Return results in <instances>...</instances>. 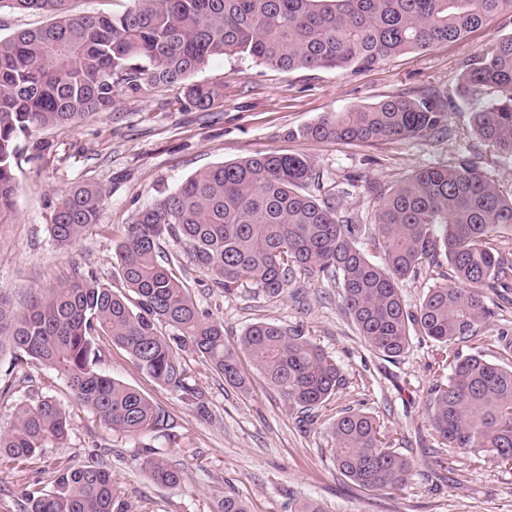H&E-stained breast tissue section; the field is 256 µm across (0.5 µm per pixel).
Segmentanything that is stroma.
<instances>
[{
  "label": "stroma",
  "mask_w": 512,
  "mask_h": 512,
  "mask_svg": "<svg viewBox=\"0 0 512 512\" xmlns=\"http://www.w3.org/2000/svg\"><path fill=\"white\" fill-rule=\"evenodd\" d=\"M511 34L512 15L505 13L460 41L338 74L283 72L248 59L217 57L193 76L224 85V102L210 113L188 106L181 88L159 84L131 97L119 95L111 111L70 130L36 131L18 143L16 217L0 226V289L19 307L30 294L46 293L86 270L123 289L115 250L138 208L199 170L257 153L307 155L323 172L326 188L340 197L343 213L368 227L374 213L368 184L388 188L422 168L466 161L510 191L512 159L491 158L473 133L471 104L457 97L454 78L466 59ZM423 91L450 100L446 134L373 144L287 136L328 112ZM37 142L50 145V162L34 159ZM84 183L96 184L105 195L99 222L76 244L58 248L48 233L55 204ZM163 248L180 261L199 308L223 322L229 341L257 322L302 329L335 358L342 388L308 426L253 366L245 368L249 387L234 388L189 353L185 360L208 401L209 412L202 416L142 374L125 351L104 344L100 370L137 388L174 419L168 435L148 442L185 473L180 486L168 488L145 477V442L106 429L77 404L64 380L46 368H31L33 389L60 401L71 430L64 446L46 448L34 464L0 461V512H20L22 490L47 481L63 458L78 464L93 460L109 469L116 495L132 512H218L228 491L250 512H294L306 501L322 512H512V468L475 462L469 452L437 441L430 426L429 389L435 379L430 343L413 337L401 361H384L342 311L337 285L297 279L276 297L249 284L225 295L211 290L210 276L191 263L183 242L169 239ZM504 332L512 334V304L496 308L478 343L460 344L459 352L476 348L499 362L496 338ZM349 407L378 416L393 448L412 459L402 490L369 492L337 470L328 423Z\"/></svg>",
  "instance_id": "1"
}]
</instances>
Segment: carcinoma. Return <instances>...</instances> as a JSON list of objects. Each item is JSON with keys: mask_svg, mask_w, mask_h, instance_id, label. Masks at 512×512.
<instances>
[{"mask_svg": "<svg viewBox=\"0 0 512 512\" xmlns=\"http://www.w3.org/2000/svg\"><path fill=\"white\" fill-rule=\"evenodd\" d=\"M67 0H0V9L40 11L50 24L0 38V224L15 214L17 141L35 130H67L107 112L117 92L153 84L183 87L189 106L208 112L224 101L221 83L189 79L218 56L250 59L292 71L370 68L392 56L455 42L496 16L512 0H132L122 13L71 16ZM458 96L479 106L473 131L494 155L512 158V35L474 56L455 78ZM450 101L435 92L398 93L369 106L329 112L287 136L308 141L370 144L439 136L448 130ZM324 175L303 154L257 153L188 177L138 209L117 245L127 291L78 274L17 310L0 290V348L13 367L33 364L57 373L73 397L114 433L146 438L172 429L170 415L148 396L98 369L102 337L123 349L157 385L179 393L202 415L205 396L181 351L192 350L233 387L246 384L240 364L253 366L308 421L336 395V361L300 329L258 322L236 342L224 325L199 309L162 243L183 241L193 263L226 295L250 283L281 294L301 274L342 290V305L376 354L394 362L411 334L430 340L446 377L430 389V423L448 448L512 466V338L499 337L505 363L482 352L460 358L458 341L476 335L494 314L490 296L506 303L512 259L492 241L512 236V194L469 163L420 169L390 189L368 186L375 199L372 262L360 246L362 225L341 212ZM104 198L93 185L59 198L48 231L61 248L98 223ZM448 263L456 284L428 289L419 308H406L400 282ZM339 472L368 491H395L411 461L391 448L374 416L346 409L330 423ZM66 410L31 391L0 430V460L17 464L67 441ZM144 473L177 487L183 472L144 445ZM52 490L25 489L21 512H128L117 502L112 472L101 465L60 462Z\"/></svg>", "mask_w": 512, "mask_h": 512, "instance_id": "obj_1", "label": "carcinoma"}]
</instances>
